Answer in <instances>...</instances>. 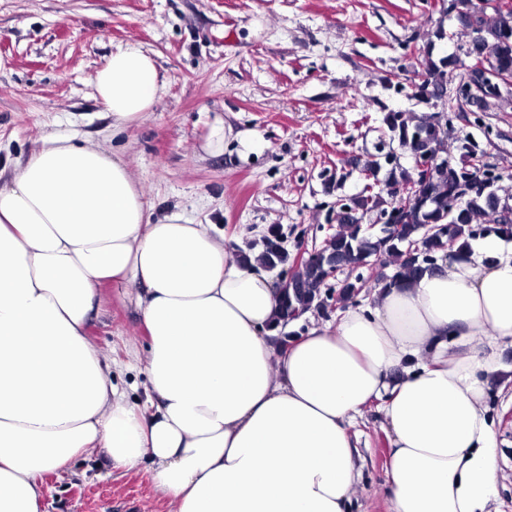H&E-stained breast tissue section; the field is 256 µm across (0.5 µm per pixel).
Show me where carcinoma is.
<instances>
[{
  "label": "carcinoma",
  "mask_w": 512,
  "mask_h": 512,
  "mask_svg": "<svg viewBox=\"0 0 512 512\" xmlns=\"http://www.w3.org/2000/svg\"><path fill=\"white\" fill-rule=\"evenodd\" d=\"M486 0H452L456 35L470 37L478 35L479 49L487 67L495 73L512 72V5L493 8V15H487ZM459 60L453 56L435 59L425 58L417 77L422 79L427 92L435 96L448 89L450 71L458 66ZM436 114L418 116L414 113L389 112L384 123L391 137L398 140L401 147L414 156L420 151L430 150L440 156L448 155V126L450 119L435 122ZM389 160L376 157L368 161L365 169L371 173L381 170ZM391 165V164H389ZM411 182L416 173L391 165L389 178L395 174ZM461 178V166L451 164L438 170L419 189L417 198L410 201L403 215V224L398 234L385 238L366 233L361 220L369 211L378 209L386 212L396 200L383 196L382 192L363 188L360 195L341 207L338 213L339 230L325 248L320 263H309L292 275V286L281 293L280 304L283 322L292 321L296 311L309 308L311 298L320 295V288L328 280L329 271L343 270L365 265L373 256H394L397 268L390 275H380L369 288L376 289L385 281L394 282L417 279L431 269L435 256L441 253L439 244L433 237H422L425 224L454 225L452 250L457 254L465 252L469 240L498 234L512 238V194L501 196L491 189L492 200L509 204V208L499 212L494 221L488 220L491 200L485 198L459 199L456 188ZM421 240L423 255L413 256L408 251L412 240Z\"/></svg>",
  "instance_id": "1"
}]
</instances>
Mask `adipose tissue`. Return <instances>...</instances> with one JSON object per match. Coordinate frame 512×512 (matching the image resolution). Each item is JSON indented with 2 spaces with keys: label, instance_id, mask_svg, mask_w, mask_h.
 I'll return each mask as SVG.
<instances>
[{
  "label": "adipose tissue",
  "instance_id": "obj_1",
  "mask_svg": "<svg viewBox=\"0 0 512 512\" xmlns=\"http://www.w3.org/2000/svg\"><path fill=\"white\" fill-rule=\"evenodd\" d=\"M91 85L116 126L163 82L142 48ZM136 288L145 404L114 386L87 337L98 287ZM280 295L211 224L151 217L100 143L48 134L0 186V512H40L45 474L105 453L152 464L169 512H347L349 428L379 403L391 512H498L485 379L512 344V240L472 241L288 348Z\"/></svg>",
  "mask_w": 512,
  "mask_h": 512
}]
</instances>
